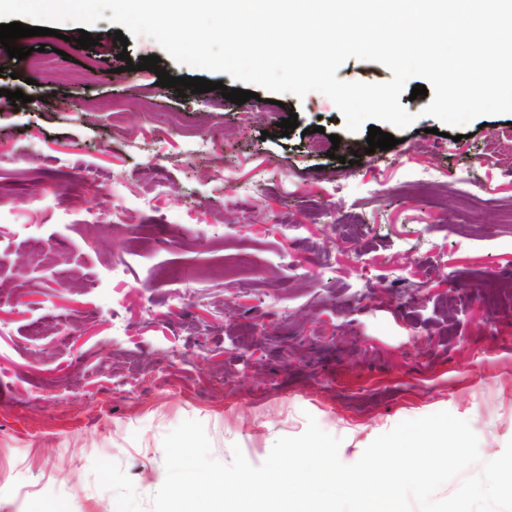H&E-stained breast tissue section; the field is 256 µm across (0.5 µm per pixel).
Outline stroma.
<instances>
[{
  "instance_id": "1",
  "label": "stroma",
  "mask_w": 512,
  "mask_h": 512,
  "mask_svg": "<svg viewBox=\"0 0 512 512\" xmlns=\"http://www.w3.org/2000/svg\"><path fill=\"white\" fill-rule=\"evenodd\" d=\"M116 29L98 21V45L65 57L27 38L50 77L0 52V512H153L163 439L188 419L223 463L238 447L261 464L312 417L352 464L439 411L499 457L512 168L488 143L512 115L456 142L423 115L429 97L404 93L414 126L371 153L319 92L238 105L121 71L125 49L201 74ZM17 89L29 101L15 107ZM316 125L339 136L337 158L312 149ZM158 168L167 188L143 204Z\"/></svg>"
}]
</instances>
